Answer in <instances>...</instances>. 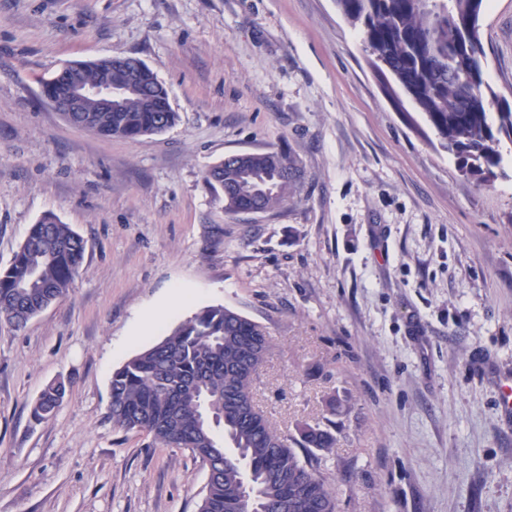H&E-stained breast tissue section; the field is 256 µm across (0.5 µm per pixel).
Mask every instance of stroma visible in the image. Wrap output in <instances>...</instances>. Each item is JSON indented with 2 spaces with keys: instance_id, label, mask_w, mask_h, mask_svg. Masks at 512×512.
I'll return each instance as SVG.
<instances>
[{
  "instance_id": "obj_1",
  "label": "stroma",
  "mask_w": 512,
  "mask_h": 512,
  "mask_svg": "<svg viewBox=\"0 0 512 512\" xmlns=\"http://www.w3.org/2000/svg\"><path fill=\"white\" fill-rule=\"evenodd\" d=\"M483 78L512 103V0H486ZM143 60L177 124L136 141L41 98L65 64ZM270 147L296 193L225 213L204 183ZM487 182L375 71L335 0H0V268L56 214L84 239L67 294L0 324V512H198L207 471L108 416L112 373L206 306L263 325L254 397L288 437L332 421L338 512H512V143ZM196 289L130 340L170 288ZM62 405L34 421L53 381ZM336 414L328 416L327 398Z\"/></svg>"
}]
</instances>
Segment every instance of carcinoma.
<instances>
[{"mask_svg":"<svg viewBox=\"0 0 512 512\" xmlns=\"http://www.w3.org/2000/svg\"><path fill=\"white\" fill-rule=\"evenodd\" d=\"M484 2L336 0V5L346 20L360 25L375 69L393 75L441 145L464 157L468 174L487 182L502 161V138L512 142V105L497 99L483 80ZM461 43L469 46L464 55L457 52ZM76 72L91 86L126 80L108 58L79 62ZM67 79L65 68L43 91L58 99ZM140 83L125 93L117 112H95L91 100L90 111L64 116L99 135L128 140L171 128L177 113L166 86L147 65ZM297 173L288 151L268 149L229 155L207 168L204 181L227 213L270 212L296 191ZM84 253V240L56 215L46 213L30 225L10 264L0 268V323L21 329L62 298ZM269 348L264 326L222 305L209 306L112 374V422L163 448H187L207 469L199 512H242L245 491L255 512H280L283 501L303 493L312 500L311 512H337V492L320 472L321 454L336 446L331 431L302 423L290 440L263 413L245 418L239 411L254 401L257 371ZM64 395L63 383L48 385L34 405V418L51 414Z\"/></svg>","mask_w":512,"mask_h":512,"instance_id":"carcinoma-1","label":"carcinoma"}]
</instances>
